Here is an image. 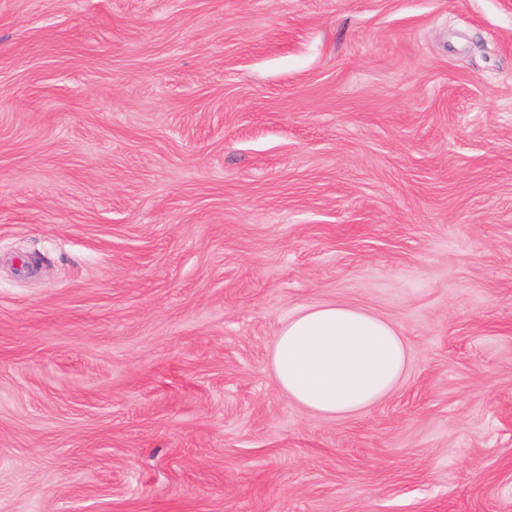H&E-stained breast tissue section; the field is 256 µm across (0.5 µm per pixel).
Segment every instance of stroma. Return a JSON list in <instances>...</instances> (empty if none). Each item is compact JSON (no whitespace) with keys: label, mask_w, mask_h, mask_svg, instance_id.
<instances>
[{"label":"stroma","mask_w":512,"mask_h":512,"mask_svg":"<svg viewBox=\"0 0 512 512\" xmlns=\"http://www.w3.org/2000/svg\"><path fill=\"white\" fill-rule=\"evenodd\" d=\"M0 512H512V0H0ZM409 347L393 323L344 303L288 316L275 336L271 368L290 401L329 418L358 415L404 379Z\"/></svg>","instance_id":"35a3bbf8"}]
</instances>
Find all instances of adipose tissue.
Instances as JSON below:
<instances>
[{"mask_svg": "<svg viewBox=\"0 0 512 512\" xmlns=\"http://www.w3.org/2000/svg\"><path fill=\"white\" fill-rule=\"evenodd\" d=\"M409 347L393 323L344 303L288 316L275 336L271 368L290 401L329 418L358 415L403 380Z\"/></svg>", "mask_w": 512, "mask_h": 512, "instance_id": "ef3b65f1", "label": "adipose tissue"}]
</instances>
